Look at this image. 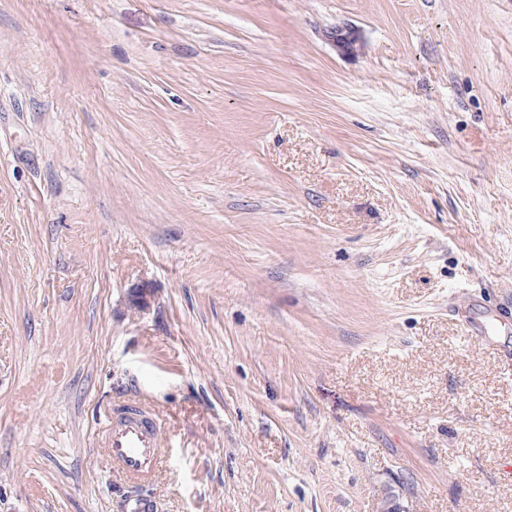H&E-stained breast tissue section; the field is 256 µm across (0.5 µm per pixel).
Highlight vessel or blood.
I'll list each match as a JSON object with an SVG mask.
<instances>
[{
	"label": "vessel or blood",
	"instance_id": "b4317fda",
	"mask_svg": "<svg viewBox=\"0 0 512 512\" xmlns=\"http://www.w3.org/2000/svg\"><path fill=\"white\" fill-rule=\"evenodd\" d=\"M166 433L154 412L134 399L116 403L107 411L102 440L109 466L132 484L150 480L159 468Z\"/></svg>",
	"mask_w": 512,
	"mask_h": 512
}]
</instances>
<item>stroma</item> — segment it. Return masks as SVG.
<instances>
[{"label":"stroma","mask_w":512,"mask_h":512,"mask_svg":"<svg viewBox=\"0 0 512 512\" xmlns=\"http://www.w3.org/2000/svg\"><path fill=\"white\" fill-rule=\"evenodd\" d=\"M359 36L355 51L330 37ZM512 0H0V512H512ZM155 413L134 399L116 403L107 411L102 440L109 466L131 484L150 480L159 468L166 433Z\"/></svg>","instance_id":"obj_1"}]
</instances>
